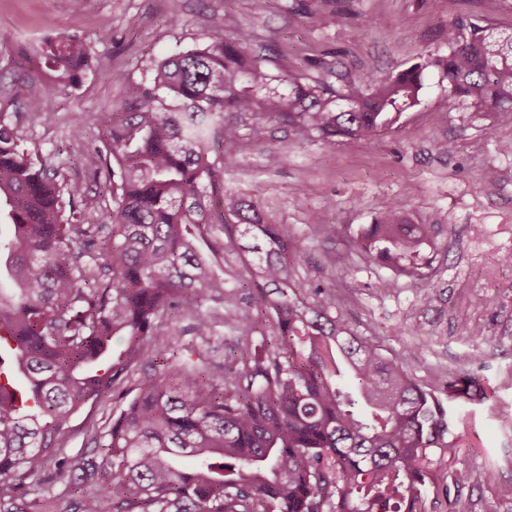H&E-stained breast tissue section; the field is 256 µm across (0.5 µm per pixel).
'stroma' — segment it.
I'll use <instances>...</instances> for the list:
<instances>
[{
	"label": "stroma",
	"mask_w": 512,
	"mask_h": 512,
	"mask_svg": "<svg viewBox=\"0 0 512 512\" xmlns=\"http://www.w3.org/2000/svg\"><path fill=\"white\" fill-rule=\"evenodd\" d=\"M214 12L227 36L249 34L248 49L269 74L300 73L343 100L447 53L449 23L479 18L512 29V0H0V56L39 50L66 32L100 61L80 86L46 94L50 124L20 114L24 145L55 155L81 198L92 197L96 186L76 164L98 137L99 115L123 96L119 75L142 78L150 60L202 45ZM273 150L282 154L274 166ZM224 189L294 244L293 277L306 297L327 289L333 316L443 403L445 439L457 454L432 450L421 512H512V264L504 261L512 255V122L449 97L447 81L429 68L421 104L368 143L327 145L282 123L254 122ZM399 201L430 230L416 283L351 245ZM315 211L323 224L310 223ZM336 225L343 233L333 234ZM482 336L493 345L479 344ZM111 410L107 397L74 417L64 443L70 462L92 448ZM460 470L466 483L454 479Z\"/></svg>",
	"instance_id": "stroma-1"
}]
</instances>
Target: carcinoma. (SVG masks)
I'll return each mask as SVG.
<instances>
[{
	"label": "carcinoma",
	"instance_id": "1",
	"mask_svg": "<svg viewBox=\"0 0 512 512\" xmlns=\"http://www.w3.org/2000/svg\"><path fill=\"white\" fill-rule=\"evenodd\" d=\"M209 28L204 45L123 79L103 113L82 164L107 224L86 223L61 167L21 145L0 95V512H55L59 485L72 512H392L402 492L418 512L430 450H451L443 405L337 320L329 292L302 295L293 244L226 196L224 169L252 119L368 142L420 104L428 67L448 96L511 121L512 31L453 23L448 54L338 110L292 74L288 94L272 88L247 35L224 37L223 16ZM97 64L81 38L58 34L34 58L11 56L0 78L11 77L9 104L49 123L31 88L56 92ZM427 242L398 202L352 238L414 281ZM229 255L241 273H227ZM207 299L222 301L233 335L222 363L209 357ZM180 312L193 322L177 330ZM186 332L195 340L169 346ZM109 391L112 416L74 467L62 456L71 420Z\"/></svg>",
	"mask_w": 512,
	"mask_h": 512
}]
</instances>
